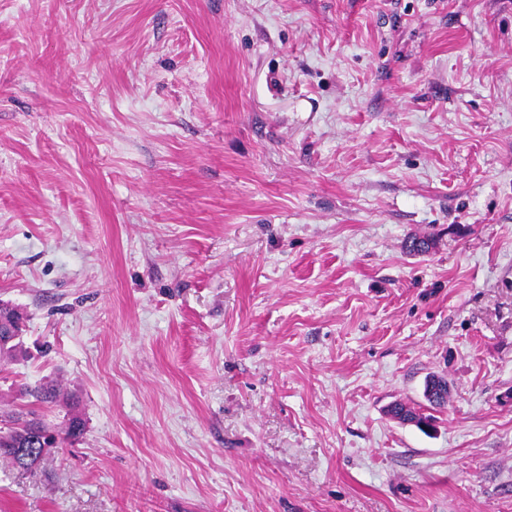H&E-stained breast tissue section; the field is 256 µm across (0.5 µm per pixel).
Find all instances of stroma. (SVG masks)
Returning <instances> with one entry per match:
<instances>
[{"instance_id": "obj_1", "label": "stroma", "mask_w": 512, "mask_h": 512, "mask_svg": "<svg viewBox=\"0 0 512 512\" xmlns=\"http://www.w3.org/2000/svg\"><path fill=\"white\" fill-rule=\"evenodd\" d=\"M0 300V512H512V0H0ZM2 316L8 319H15V333L14 336H1L0 335V357L14 356L16 352L22 351V335L24 327V317L21 312L15 307L4 304L1 308ZM20 323H22L20 325ZM11 340V341H10ZM431 387V388H430ZM431 390V397L426 396V392ZM424 395L432 408H442L448 402V382L441 376L430 377L425 384ZM36 411H10L0 415V457L21 471H31L32 466L40 462L51 448H44V431L53 432L60 437L43 420L34 417ZM31 416V419H28ZM16 444H24L29 449V460H22L13 452Z\"/></svg>"}]
</instances>
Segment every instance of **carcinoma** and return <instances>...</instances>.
<instances>
[{
    "label": "carcinoma",
    "instance_id": "1",
    "mask_svg": "<svg viewBox=\"0 0 512 512\" xmlns=\"http://www.w3.org/2000/svg\"><path fill=\"white\" fill-rule=\"evenodd\" d=\"M0 314L15 319V333L13 336L0 335V357L13 356L22 351V335L24 317L18 309L5 304L0 308ZM425 388L431 389L429 404L434 408H442L448 402V382L441 376L430 377ZM26 394L38 403H55L59 401L61 393L54 385H43L26 390ZM393 416L400 417L401 421L432 420V417L417 411L405 404H398L389 410ZM36 411H10L0 414V457L9 461L11 465L21 471H29L31 467L40 462L50 449L44 447L43 432L50 427L43 421L35 418Z\"/></svg>",
    "mask_w": 512,
    "mask_h": 512
}]
</instances>
